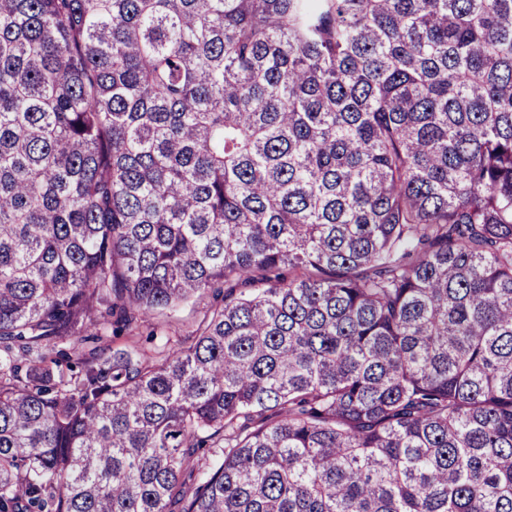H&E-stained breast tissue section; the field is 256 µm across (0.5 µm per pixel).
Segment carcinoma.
I'll list each match as a JSON object with an SVG mask.
<instances>
[{
  "instance_id": "obj_1",
  "label": "carcinoma",
  "mask_w": 512,
  "mask_h": 512,
  "mask_svg": "<svg viewBox=\"0 0 512 512\" xmlns=\"http://www.w3.org/2000/svg\"><path fill=\"white\" fill-rule=\"evenodd\" d=\"M0 512H512V0H0ZM211 301L210 296H203L182 304L175 312L174 318L168 319L172 321V331L187 334L190 330L196 328V323L203 317Z\"/></svg>"
}]
</instances>
